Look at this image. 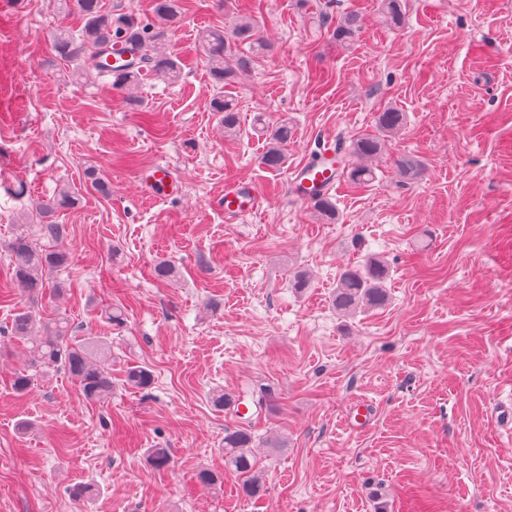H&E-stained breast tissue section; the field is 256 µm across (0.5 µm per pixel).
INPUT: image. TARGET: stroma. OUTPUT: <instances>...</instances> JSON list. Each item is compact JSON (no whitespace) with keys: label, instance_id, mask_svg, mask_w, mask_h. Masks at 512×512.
<instances>
[{"label":"stroma","instance_id":"obj_1","mask_svg":"<svg viewBox=\"0 0 512 512\" xmlns=\"http://www.w3.org/2000/svg\"><path fill=\"white\" fill-rule=\"evenodd\" d=\"M274 44L227 91L241 129L225 137L209 100L199 30L231 24L237 7ZM377 0H190L172 38L189 65L179 84L121 94L77 84L49 50L59 0H0V181L47 198L67 182L60 213L73 260L67 288L42 312L66 310L77 336L112 341L108 404L87 401L61 370L24 397L11 380L31 356L10 333L26 303L0 293V512H512V0H405L404 22L377 20ZM359 8L350 48L333 22ZM408 116L371 186L337 183L340 213L320 221L289 180L324 141L373 132L377 112ZM290 119L286 168L258 162L255 116ZM422 161L414 180L394 161ZM170 165L182 200L147 197L140 176ZM93 165L108 194L87 186ZM249 181L262 202L243 218L218 201ZM390 268L383 308L345 318L329 297L341 268L368 255ZM174 278L154 275L158 261ZM307 270L309 287L293 285ZM125 308L114 330L101 316ZM148 368L149 388L124 381ZM274 388L256 424L281 449L258 448L266 495L249 499L224 467L230 413L209 395ZM371 418L361 430L355 403ZM169 449V468L149 466ZM223 473L202 487L201 469ZM77 485L92 489L74 500Z\"/></svg>","mask_w":512,"mask_h":512}]
</instances>
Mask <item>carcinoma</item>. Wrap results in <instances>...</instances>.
Returning a JSON list of instances; mask_svg holds the SVG:
<instances>
[{
    "label": "carcinoma",
    "instance_id": "cac0c4a2",
    "mask_svg": "<svg viewBox=\"0 0 512 512\" xmlns=\"http://www.w3.org/2000/svg\"><path fill=\"white\" fill-rule=\"evenodd\" d=\"M72 8L79 23L71 24L68 15L60 17L50 40L55 58L72 65L71 76L81 83H104L121 93L126 103L139 105L130 91L148 77L169 85L177 83L183 72V61L168 49L172 31L179 25L184 0H153L155 21L147 22L133 13H114L104 7L103 0H73ZM378 13L382 22L399 27L404 22L401 0H379ZM362 17L356 10L347 12L333 29L336 44L347 48L354 43L362 29ZM119 48L131 60L122 68L97 63V56ZM196 47L208 63L212 86L218 92L211 98L224 135L239 132V108L235 98L224 94V87L233 83L238 74L248 70L254 57L268 51L269 44L259 36L252 16L242 13L228 29L209 28L198 32ZM407 124V115L394 107L377 113L376 132L351 142L348 154L355 162L347 166L344 179L353 186L370 185L376 180L373 162L382 154L385 141L400 133ZM292 123L284 118L262 131L265 136L260 164L271 170L281 169L288 161V144L292 141ZM400 173L406 179L421 174L422 164L415 158L397 160ZM81 195L69 183L59 185L53 197L31 200L41 223L19 224L10 238L7 249L9 284L32 301L19 308L11 322V332L32 344L33 362L45 370L60 369L76 384L83 396L93 402H104L112 396V373L105 366L110 343L106 336H89L80 341L72 336L74 327L64 314L52 318L42 316L33 304L43 298L45 289L59 295L65 289L62 281L50 280V274L67 268L71 262L69 248L63 244L66 228L53 220L56 212L79 206ZM322 220L334 223L338 210L331 197L315 203ZM389 267L379 256L370 255L356 266L343 269L338 276L331 304L336 312L350 316L357 312L379 309L388 300L386 282ZM37 381V374L26 370L15 373L12 387L16 395H25ZM151 372L132 366L126 372V382L138 389L151 386ZM251 400L256 413L272 406L275 393L264 390L257 398L248 394L229 393L222 389L210 393V402L218 410H229ZM256 435L252 421L224 429V465L242 478L240 489L248 498H259L268 487L264 472L253 451ZM148 461L155 469L171 463L167 448H153Z\"/></svg>",
    "mask_w": 512,
    "mask_h": 512
}]
</instances>
